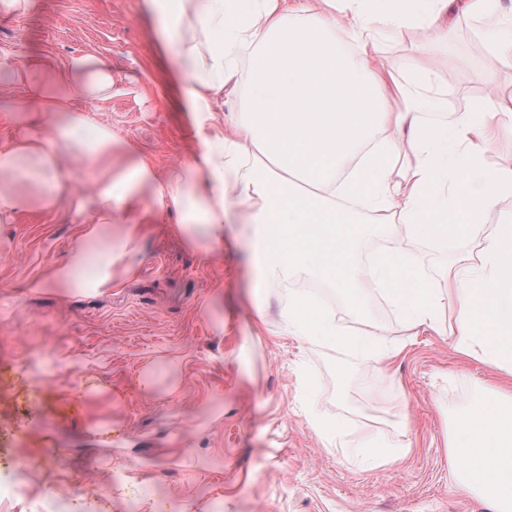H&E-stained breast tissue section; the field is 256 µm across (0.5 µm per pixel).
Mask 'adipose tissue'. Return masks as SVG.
<instances>
[{
  "instance_id": "ef3b65f1",
  "label": "adipose tissue",
  "mask_w": 512,
  "mask_h": 512,
  "mask_svg": "<svg viewBox=\"0 0 512 512\" xmlns=\"http://www.w3.org/2000/svg\"><path fill=\"white\" fill-rule=\"evenodd\" d=\"M157 35L174 61L178 92L198 121L199 154L159 179L149 162L111 128L91 124L78 102L112 96V67L86 53L55 67L44 58H0V95L29 86L10 109L12 120L41 115L38 124L0 140V216L34 206L68 205L86 220L67 260L46 276L63 293L111 287L115 271H131L152 214L145 199L178 211L181 230L203 255L216 254L224 227L247 219L259 280L301 275L332 284L359 310L362 282H371L408 326H426L454 339L465 360L497 370L494 408L475 410L448 437L453 469L464 488L479 492L491 512H512V225L481 234L464 223L491 212L512 193V167L488 168L484 156L512 131V101L487 98L475 112L456 113L448 130L429 135L417 102L380 65L382 40L403 30L412 45L413 80L433 81V64L448 38V13L481 18L490 44L480 75L493 84L512 67V25L501 0H144ZM249 85L247 108H229L211 127L219 98ZM410 154L405 183L390 181L383 158ZM369 187L366 208L388 225L390 255L368 269L353 267L364 227L343 198ZM133 216L116 224L113 214ZM482 235L480 261L448 271L447 288L428 287L412 243L443 237L464 250ZM449 305L453 320L441 323ZM284 326L292 336L327 344L352 342L377 369L399 354L352 339L334 310L289 300Z\"/></svg>"
}]
</instances>
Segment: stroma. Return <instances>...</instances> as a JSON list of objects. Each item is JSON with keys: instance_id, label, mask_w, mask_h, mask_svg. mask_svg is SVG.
<instances>
[{"instance_id": "obj_1", "label": "stroma", "mask_w": 512, "mask_h": 512, "mask_svg": "<svg viewBox=\"0 0 512 512\" xmlns=\"http://www.w3.org/2000/svg\"><path fill=\"white\" fill-rule=\"evenodd\" d=\"M448 30L434 86L406 85L421 120L441 128L467 111L472 90L512 98V68L491 86L451 83L458 70L479 75L488 45L479 18L453 17ZM82 53L112 62L111 99L82 111L138 146L158 176L200 151L143 0H33L25 14H0V57L62 66ZM177 221L157 209L135 270L82 295L39 285L82 217L33 207L0 221V357L46 351L45 364L0 372V452L65 450L26 497L0 499V512H45L47 483L64 512H488L454 476L448 431L496 404V370L461 359L450 336L408 328L367 283L366 313L348 321L400 348L389 370L284 334L286 292L257 281L249 225H225L223 254L206 258L173 231ZM413 249L434 288L463 255ZM317 420L341 425V439L318 433ZM371 440L385 454L405 448L404 460L369 465L360 449ZM78 480L103 498L72 499Z\"/></svg>"}]
</instances>
